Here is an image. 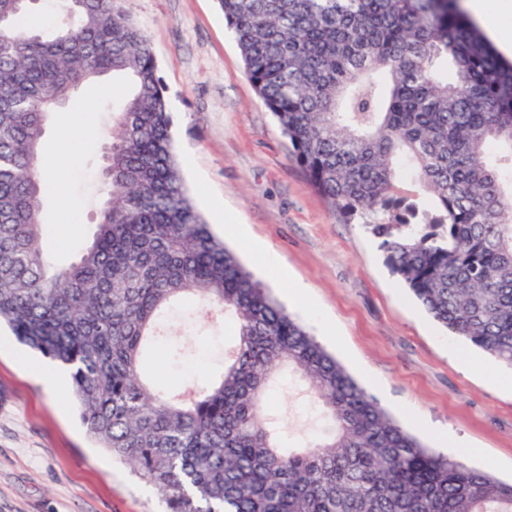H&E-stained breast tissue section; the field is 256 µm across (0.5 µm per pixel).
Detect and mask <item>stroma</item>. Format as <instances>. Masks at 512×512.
<instances>
[{"instance_id":"1","label":"stroma","mask_w":512,"mask_h":512,"mask_svg":"<svg viewBox=\"0 0 512 512\" xmlns=\"http://www.w3.org/2000/svg\"><path fill=\"white\" fill-rule=\"evenodd\" d=\"M149 38L175 116L180 170L195 204L250 271L304 323L379 405L424 443L502 480L512 479V392L496 379L511 368L451 335L392 276L380 241L347 222L311 187L304 169L244 73L240 51L218 0H120ZM112 83L83 85L51 113L44 152L72 160L45 200L44 221L63 244L69 265L98 222L107 188L101 168L109 142ZM94 123L79 143L73 126ZM245 225L239 237L237 225ZM259 242L288 268L268 274L248 246ZM203 324L211 323L203 316ZM182 364L156 354L145 362L158 383L201 385L216 376L233 321L212 325ZM0 356V512H166L157 491L96 447L70 400L68 366L47 393L17 359L38 352L13 342ZM465 358L452 355V348ZM271 417L292 431L318 422L298 377L268 403Z\"/></svg>"}]
</instances>
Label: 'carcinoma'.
Returning <instances> with one entry per match:
<instances>
[{"label": "carcinoma", "mask_w": 512, "mask_h": 512, "mask_svg": "<svg viewBox=\"0 0 512 512\" xmlns=\"http://www.w3.org/2000/svg\"><path fill=\"white\" fill-rule=\"evenodd\" d=\"M66 26L23 29L0 0V323L71 369L82 423L169 512H512V483L423 446L256 280L194 205L150 41L118 0H60ZM245 74L313 188L381 240L428 312L512 367V62L461 0H220ZM110 77L99 222L48 260L44 126ZM433 199L400 189L401 171ZM192 299L236 323L233 355L194 390L140 375ZM329 428L300 450L266 412L283 371Z\"/></svg>", "instance_id": "carcinoma-1"}]
</instances>
